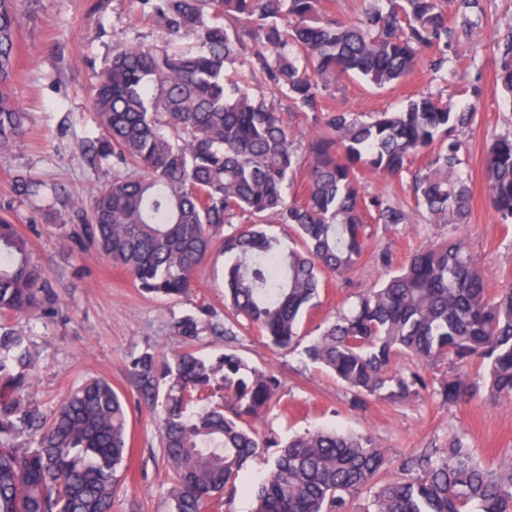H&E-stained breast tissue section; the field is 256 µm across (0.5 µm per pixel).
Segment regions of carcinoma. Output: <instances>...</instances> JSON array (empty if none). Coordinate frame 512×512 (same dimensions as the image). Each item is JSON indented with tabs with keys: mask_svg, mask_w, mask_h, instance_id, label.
I'll return each mask as SVG.
<instances>
[{
	"mask_svg": "<svg viewBox=\"0 0 512 512\" xmlns=\"http://www.w3.org/2000/svg\"><path fill=\"white\" fill-rule=\"evenodd\" d=\"M18 0H0V155L26 131L29 113L14 102L20 24ZM164 31L163 45L117 43L93 92L100 133L86 161L108 158L141 174H114L93 197L89 216L73 204L84 234L110 263L156 296L188 294L217 236L229 262L224 300L231 316L210 327L229 342L243 319L269 343L300 342L301 324L327 275L342 277L362 259L368 221L468 223L470 189L462 177L463 141L475 108L454 110L432 95L394 112H324L303 143L284 114L249 82H229L241 62L284 93L292 108L323 112L322 92L342 76L382 89L408 76L420 53L443 70L484 13L483 0H373L362 17L329 18L321 0H138ZM189 39L193 47L173 49ZM498 80L512 95V27L498 34ZM428 163L411 159L433 146ZM408 180V213L391 197L363 194L362 174ZM489 205L512 220V132L486 152ZM302 181L299 201L287 190ZM19 198L38 193L31 174L12 179ZM295 228L300 247L263 227ZM238 228L223 234L224 225ZM356 295L305 347L309 361L367 401H404L429 391L453 405L476 393L468 368L479 359L492 400H512V286L489 295L488 275L462 236L439 238ZM51 292L28 239L0 218V512H112L119 470L127 465V404L106 379L89 378L49 414L28 402L35 362L30 338L1 318H35ZM203 320L186 315L173 329L188 345ZM397 357L412 366L392 371ZM448 361L433 382L426 371ZM144 390L162 389L160 445L171 471L172 512H205L233 495L248 461L269 441L253 425L280 380L227 349L219 363L190 348L168 361L144 353L131 361ZM223 372L225 401L212 400ZM512 512V468L484 464L460 436L446 448L393 458L367 434L316 430L282 446L254 492L253 512Z\"/></svg>",
	"mask_w": 512,
	"mask_h": 512,
	"instance_id": "1",
	"label": "carcinoma"
}]
</instances>
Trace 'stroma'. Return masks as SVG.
<instances>
[{
  "mask_svg": "<svg viewBox=\"0 0 512 512\" xmlns=\"http://www.w3.org/2000/svg\"><path fill=\"white\" fill-rule=\"evenodd\" d=\"M484 9L481 25L453 55L447 79L436 78L422 63L382 90L341 79L322 101L330 111L369 113L396 110L431 93L458 107L476 106L474 125L461 135L460 170L471 191V213L458 231L487 270L494 291L512 284V224L500 223L488 205L484 158L497 135L512 131V96L497 81L494 48L498 31L512 25V0H484ZM18 13L19 58L11 88L32 121L11 152L0 156V217L11 218L28 238L55 295L45 316L13 321L31 338L36 367L30 400L47 413L82 380H109L130 411V457L112 512H169L158 412L141 393L131 362L145 353L161 358L182 350L185 342L172 324L183 316L223 324L225 258L212 251L191 293L155 297L81 241L82 226L71 208L75 201L90 207L97 188L112 175L111 162L92 167L79 146L99 133L92 88L113 43L158 44L161 30L140 15L136 0H19ZM19 170L45 182L40 196H15L12 177ZM458 231L422 222L373 226L366 256L346 277L327 278L318 306L304 321L301 345L280 350L257 329L237 327L229 345L250 367L273 370L281 380L270 409L256 423L263 436L284 442L308 430L336 429L371 435L400 457L447 447L460 435L486 463L512 467V400L493 402L480 391L448 406L424 393L405 402L373 400L358 409L351 405L350 391L304 355V343L380 277L372 253L390 251L400 265L431 237Z\"/></svg>",
  "mask_w": 512,
  "mask_h": 512,
  "instance_id": "obj_1",
  "label": "stroma"
}]
</instances>
